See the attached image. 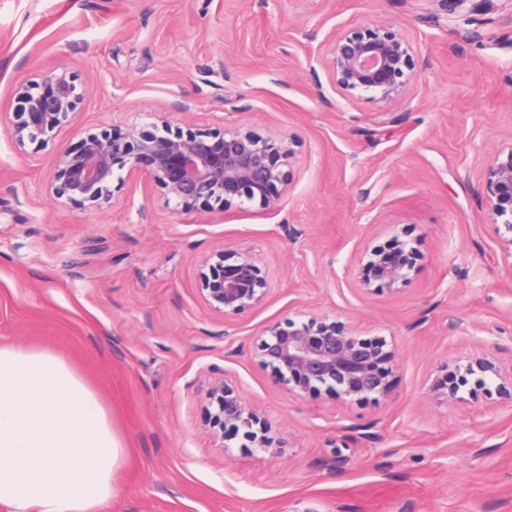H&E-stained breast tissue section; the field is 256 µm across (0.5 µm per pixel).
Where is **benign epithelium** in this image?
Returning <instances> with one entry per match:
<instances>
[{"instance_id": "7a95c632", "label": "benign epithelium", "mask_w": 512, "mask_h": 512, "mask_svg": "<svg viewBox=\"0 0 512 512\" xmlns=\"http://www.w3.org/2000/svg\"><path fill=\"white\" fill-rule=\"evenodd\" d=\"M317 57L328 87L347 101L405 100L421 61L413 43L382 26H351L324 41ZM78 75L66 67L22 82L14 92V119L6 125L18 145L40 149L64 127L87 95ZM294 140L263 135L246 125L223 129L188 126L172 130L162 117L152 129L135 125L86 134L52 161L46 189L63 204L101 210L126 182L141 179L165 204L184 211L227 212L256 204L269 211L283 206L291 184ZM479 196L494 221H502L500 239L512 258V142L496 150L485 170ZM418 253L410 241L365 247L357 260L356 283L365 294L394 292L415 272ZM204 304L230 326L261 304L273 290L269 273L248 248L222 245L197 268ZM259 365L271 371L281 390L295 397L325 391L347 404L389 395L395 350L384 336H369L349 322L327 314L298 312L268 321L254 340ZM480 374L476 387L490 395L488 382L503 379L501 368L477 355L464 366H444L443 395L454 400L468 377ZM210 424L216 439L229 428L263 450L275 447L272 426L247 404L228 380L213 383L208 394Z\"/></svg>"}]
</instances>
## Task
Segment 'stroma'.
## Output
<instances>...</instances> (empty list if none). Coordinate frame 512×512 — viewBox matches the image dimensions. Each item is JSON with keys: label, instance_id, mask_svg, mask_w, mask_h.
<instances>
[{"label": "stroma", "instance_id": "obj_1", "mask_svg": "<svg viewBox=\"0 0 512 512\" xmlns=\"http://www.w3.org/2000/svg\"><path fill=\"white\" fill-rule=\"evenodd\" d=\"M404 32L423 61L405 102L320 94V36ZM67 66L90 87L41 150L0 127V344L48 348L104 402L125 450L112 512H512V399H441L442 368L487 354L512 371V262L476 189L512 140V0L448 15L439 0H0V110L17 80ZM251 126L294 137L280 211L190 213L140 181L113 206H62L50 162L89 132ZM405 237L400 290L365 294V246ZM249 248L275 288L225 331L201 257ZM295 311L392 339L389 396L296 398L259 366V328ZM231 379L279 430L261 451L210 435L205 394ZM344 469L332 471L336 456Z\"/></svg>", "mask_w": 512, "mask_h": 512}]
</instances>
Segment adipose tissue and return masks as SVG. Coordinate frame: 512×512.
Returning <instances> with one entry per match:
<instances>
[{
	"mask_svg": "<svg viewBox=\"0 0 512 512\" xmlns=\"http://www.w3.org/2000/svg\"><path fill=\"white\" fill-rule=\"evenodd\" d=\"M123 457L106 408L65 359L0 345V505L111 512Z\"/></svg>",
	"mask_w": 512,
	"mask_h": 512,
	"instance_id": "adipose-tissue-1",
	"label": "adipose tissue"
}]
</instances>
